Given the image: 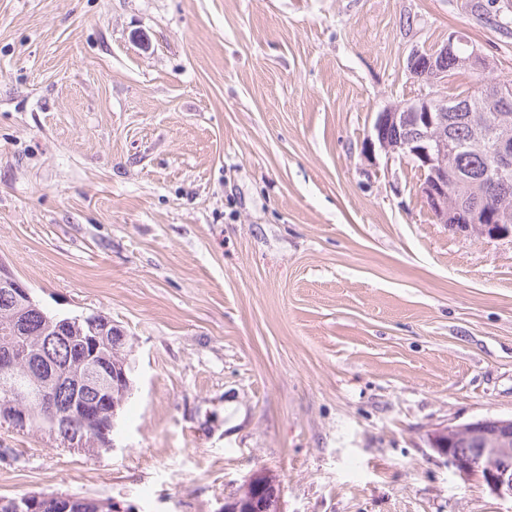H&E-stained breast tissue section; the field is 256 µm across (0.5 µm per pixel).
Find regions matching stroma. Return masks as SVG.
Instances as JSON below:
<instances>
[{"label": "stroma", "mask_w": 512, "mask_h": 512, "mask_svg": "<svg viewBox=\"0 0 512 512\" xmlns=\"http://www.w3.org/2000/svg\"><path fill=\"white\" fill-rule=\"evenodd\" d=\"M471 0H0V264L127 335L111 452L0 426V497L512 512L432 450L512 416V238L449 231L377 112L512 79ZM490 66L407 68L451 33ZM263 483L270 486V491L272 494V500L276 497H279V488L273 482L272 479L267 476V474L263 470H257L252 473L248 481L243 485L240 492L232 498L231 501H225L224 507L220 509V512H240L241 510H250L248 508L249 502V492L255 484Z\"/></svg>", "instance_id": "35a3bbf8"}]
</instances>
